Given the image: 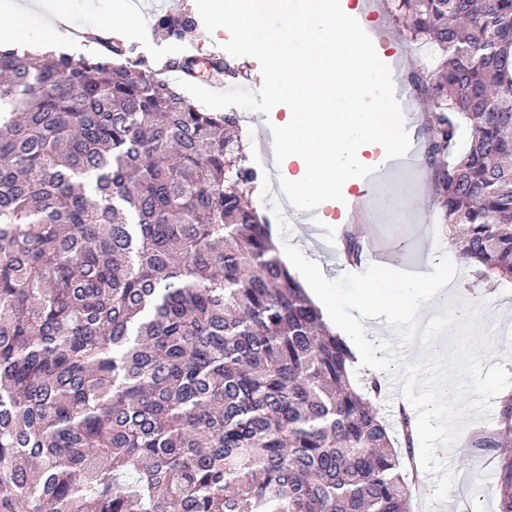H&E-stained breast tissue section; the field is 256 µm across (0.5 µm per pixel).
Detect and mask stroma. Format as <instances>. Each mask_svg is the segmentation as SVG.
I'll use <instances>...</instances> for the list:
<instances>
[{"label": "stroma", "instance_id": "stroma-1", "mask_svg": "<svg viewBox=\"0 0 512 512\" xmlns=\"http://www.w3.org/2000/svg\"><path fill=\"white\" fill-rule=\"evenodd\" d=\"M140 19L137 27L126 36L128 46L149 58H167L183 52H191L198 59L205 60L220 54L221 43L230 38L229 32H220L217 38L204 40V25H197L186 40L178 42L166 38L155 30L156 15L165 11H195V0H131ZM114 0H76L70 5L66 28L60 29V37H67L70 31L96 26L108 17L120 18ZM359 22L365 23L372 38L378 42L380 60L392 73L393 80H400L403 72L418 65L417 55L406 54L404 47L408 33L406 23L390 8H379L377 13L361 12ZM285 106H275L269 114L250 112L243 117L239 128L244 140L250 144L248 155L252 165L261 175L260 186L255 195L257 208L272 219V232L277 243L296 245L312 261H321L326 278L335 279L351 272V265L343 258L339 240L346 228L350 213L349 204L326 201L314 211V224L300 221L299 210H292L288 223L275 220V209L268 201L272 185L267 178L273 162L264 152L273 144L272 125L278 124L285 115ZM391 184L406 183L412 191H419V171L409 160L394 163L382 161L376 175L358 179L348 192L352 196L373 199L376 180ZM365 242L375 244V251L369 252V264L385 262L393 269L416 273L432 272L440 256L456 258L457 253L445 236L440 213L436 207L420 208L411 204L403 213L384 218L374 216L367 224ZM458 272L448 286L446 301L431 300L423 305L418 319L429 321L438 315L441 308L451 309L455 315L464 311L474 312L479 324L489 339L490 347L482 354L484 366L503 364L512 373V284H494L476 278L466 264H458ZM499 420L497 411H490L488 417L465 416L460 433L454 444L446 450H437V457L447 459L455 473V479L448 497L446 512H456L458 507L469 505L471 512H497L499 492L494 478V463L483 459L471 463L467 443L471 432L496 427Z\"/></svg>", "mask_w": 512, "mask_h": 512}]
</instances>
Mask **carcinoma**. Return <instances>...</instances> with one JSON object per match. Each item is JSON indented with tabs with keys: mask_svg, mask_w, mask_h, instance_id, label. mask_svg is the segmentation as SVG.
<instances>
[{
	"mask_svg": "<svg viewBox=\"0 0 512 512\" xmlns=\"http://www.w3.org/2000/svg\"><path fill=\"white\" fill-rule=\"evenodd\" d=\"M431 62L425 162L448 240L512 282V0H400ZM156 29L182 39L186 11ZM76 59L0 44V512H411L353 354L253 204L236 113L193 104L121 38ZM210 79L233 78L221 56ZM347 262L362 261L358 226ZM468 454L512 512V390Z\"/></svg>",
	"mask_w": 512,
	"mask_h": 512,
	"instance_id": "cac0c4a2",
	"label": "carcinoma"
}]
</instances>
